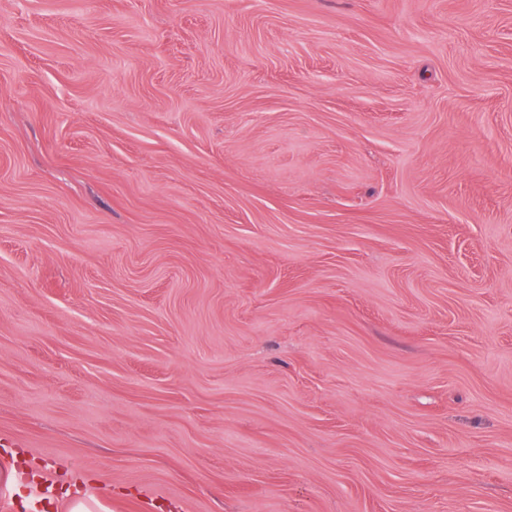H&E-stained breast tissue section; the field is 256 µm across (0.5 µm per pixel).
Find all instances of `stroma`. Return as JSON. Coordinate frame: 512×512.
<instances>
[{"label":"stroma","instance_id":"1","mask_svg":"<svg viewBox=\"0 0 512 512\" xmlns=\"http://www.w3.org/2000/svg\"><path fill=\"white\" fill-rule=\"evenodd\" d=\"M12 512H512V0H0Z\"/></svg>","mask_w":512,"mask_h":512}]
</instances>
